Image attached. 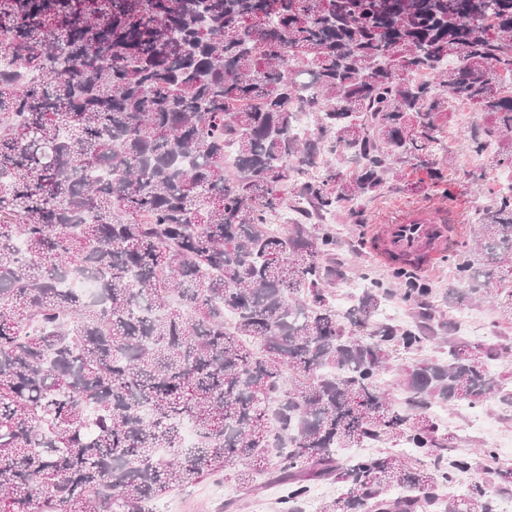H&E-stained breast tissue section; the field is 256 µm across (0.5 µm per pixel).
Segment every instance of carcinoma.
<instances>
[{
  "label": "carcinoma",
  "instance_id": "carcinoma-1",
  "mask_svg": "<svg viewBox=\"0 0 512 512\" xmlns=\"http://www.w3.org/2000/svg\"><path fill=\"white\" fill-rule=\"evenodd\" d=\"M508 70L512 0H0V512H152L237 464L282 512L325 480L350 487L318 512H498L512 467L445 492L473 464L430 409L512 404L489 365L512 344L448 337L393 406L377 376L435 340L433 288L366 275L338 312L323 218L363 223L408 167L443 183L458 103L512 167ZM477 221L450 305L512 257V193ZM394 299L410 321L380 317ZM366 443L392 449L336 454Z\"/></svg>",
  "mask_w": 512,
  "mask_h": 512
}]
</instances>
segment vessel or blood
<instances>
[{"instance_id": "b4317fda", "label": "vessel or blood", "mask_w": 512, "mask_h": 512, "mask_svg": "<svg viewBox=\"0 0 512 512\" xmlns=\"http://www.w3.org/2000/svg\"><path fill=\"white\" fill-rule=\"evenodd\" d=\"M459 227L444 220L420 216L405 224L374 226L366 241L369 256L390 268L395 257L408 261L411 271H424L436 265L445 256Z\"/></svg>"}]
</instances>
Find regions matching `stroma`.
Wrapping results in <instances>:
<instances>
[{
	"label": "stroma",
	"mask_w": 512,
	"mask_h": 512,
	"mask_svg": "<svg viewBox=\"0 0 512 512\" xmlns=\"http://www.w3.org/2000/svg\"><path fill=\"white\" fill-rule=\"evenodd\" d=\"M476 112H454L452 120L441 131V144L453 158L447 171L448 190L421 180L418 172H410L407 180L411 190L388 191L371 201L365 208L363 224L350 223L346 214H338L335 229L336 268L343 277H363L370 274L386 277L387 269L374 263L365 248L370 225L402 224L417 212L428 211L445 216L447 223L460 227V235L437 272L426 275L437 295L458 288L454 268L467 256L472 246V231L476 228L477 211L488 205L499 193V182L506 170L497 166L494 153L475 155L464 139L467 128L479 123ZM484 424H476L465 405L440 408L441 429L456 433L458 450L473 455L478 449H493L498 461L512 466V407L497 401L480 405ZM283 487L260 479L245 487L221 475L204 477L199 483L177 489L158 501L159 512H277V501Z\"/></svg>",
	"instance_id": "stroma-1"
}]
</instances>
